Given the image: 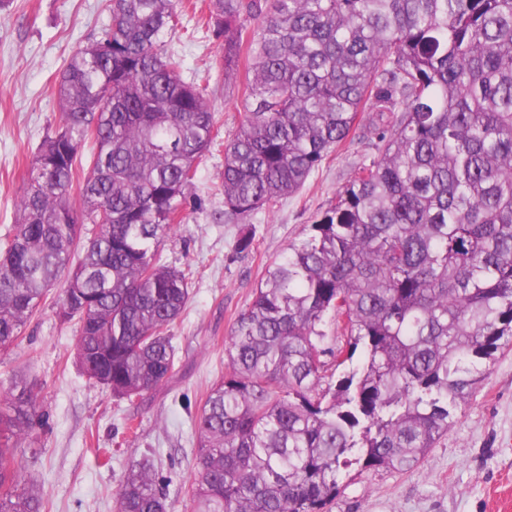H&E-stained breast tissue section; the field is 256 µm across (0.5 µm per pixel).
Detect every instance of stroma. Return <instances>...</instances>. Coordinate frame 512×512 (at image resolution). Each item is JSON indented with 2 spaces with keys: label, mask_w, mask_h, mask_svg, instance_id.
<instances>
[{
  "label": "stroma",
  "mask_w": 512,
  "mask_h": 512,
  "mask_svg": "<svg viewBox=\"0 0 512 512\" xmlns=\"http://www.w3.org/2000/svg\"><path fill=\"white\" fill-rule=\"evenodd\" d=\"M207 12L208 0L188 6L170 48L185 79L208 84L225 134L239 115L214 66L220 43L198 25ZM110 22L103 0H10L0 9V234L18 223L30 163L60 125L57 76ZM368 152L361 139L346 142L300 193L242 224L217 219L223 149L204 157L184 225L160 247L164 262L191 269L193 278L171 328L175 371L155 392L119 398L90 383L75 360L74 327L50 302L18 346L0 351V393L21 377L36 395L39 425L16 460L23 487L41 491L47 512H117V489L143 461L153 465L168 512H189L197 448L191 416L226 371L233 322L249 307L265 265L301 237ZM244 233L254 242L240 252L235 244ZM329 512H512V351L499 357L422 462L404 473L350 468Z\"/></svg>",
  "instance_id": "1"
}]
</instances>
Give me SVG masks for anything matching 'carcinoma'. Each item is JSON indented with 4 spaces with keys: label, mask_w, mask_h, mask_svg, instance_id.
<instances>
[{
    "label": "carcinoma",
    "mask_w": 512,
    "mask_h": 512,
    "mask_svg": "<svg viewBox=\"0 0 512 512\" xmlns=\"http://www.w3.org/2000/svg\"><path fill=\"white\" fill-rule=\"evenodd\" d=\"M106 3L111 24L58 78L59 128L0 241V349L65 274L57 309L77 320L78 364L131 398L175 369L169 331L191 277L158 249L218 128L208 85L183 78L165 41L179 0ZM207 26L224 40V84L248 61L224 140V223L299 193L356 131L375 140L266 266L194 418L191 512H325L350 466L423 460L512 347V0H210ZM15 388L0 407V512H44L19 489L15 451L38 414L32 388ZM116 499L118 512L167 509L141 465Z\"/></svg>",
    "instance_id": "carcinoma-1"
}]
</instances>
